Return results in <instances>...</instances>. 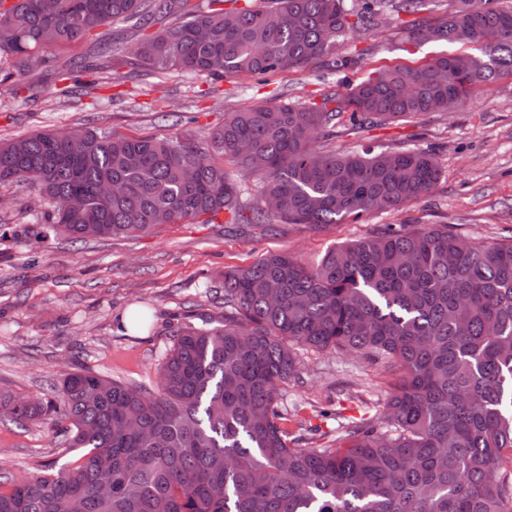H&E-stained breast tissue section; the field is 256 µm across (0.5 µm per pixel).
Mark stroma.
Instances as JSON below:
<instances>
[{
	"instance_id": "obj_1",
	"label": "stroma",
	"mask_w": 512,
	"mask_h": 512,
	"mask_svg": "<svg viewBox=\"0 0 512 512\" xmlns=\"http://www.w3.org/2000/svg\"><path fill=\"white\" fill-rule=\"evenodd\" d=\"M439 44L409 41L404 28L386 25L344 47L356 62L349 82L394 63L416 64L442 52ZM336 74L316 67L263 82L243 75L220 81L200 75L133 77L114 70L93 95L25 100L12 82H0V141L39 130L87 126L126 135L202 137L227 112L272 101L275 92L301 103L335 90ZM420 146L440 170L431 195L401 210L374 213L366 223L275 224L268 230L239 224H163L140 237L73 241L42 238L47 207L37 193L0 184V393L33 397L65 374L85 369L112 380L153 388L173 343L166 326L179 318L201 325L224 313L227 269L245 267L269 252L305 261L365 236L382 224H445L475 242L512 240V80L473 91L455 111L428 113L358 133L317 139L325 150ZM144 314L126 328L127 310ZM299 380L283 388L282 406L320 430L316 445L350 418L382 409L391 378L383 367L354 355L296 350ZM64 438L46 424L18 427L0 421V469L19 478L76 460Z\"/></svg>"
}]
</instances>
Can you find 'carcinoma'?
I'll use <instances>...</instances> for the list:
<instances>
[{"mask_svg":"<svg viewBox=\"0 0 512 512\" xmlns=\"http://www.w3.org/2000/svg\"><path fill=\"white\" fill-rule=\"evenodd\" d=\"M244 5H239V2ZM391 19L419 44L417 66L372 71L309 104L224 113L202 139L71 127L0 144V184L52 204L41 234L147 235L161 224H341L399 209L439 179L422 149L318 151L336 126L358 130L449 112L478 86L512 78V6L485 0H0V60L39 68L0 79L29 100L90 94L114 63L163 78L267 77L324 64ZM140 34L120 56L108 30ZM94 38L92 52L46 56ZM256 176L242 202L224 161ZM113 186L112 196L102 195ZM224 320L177 324L152 391L89 371L41 397L0 395V418L66 437L79 458L54 473H0V512H512V242L476 243L446 224L373 231L314 264L287 253L224 272ZM307 346L379 360L395 376L383 413L314 447L288 430L283 385Z\"/></svg>","mask_w":512,"mask_h":512,"instance_id":"carcinoma-1","label":"carcinoma"}]
</instances>
